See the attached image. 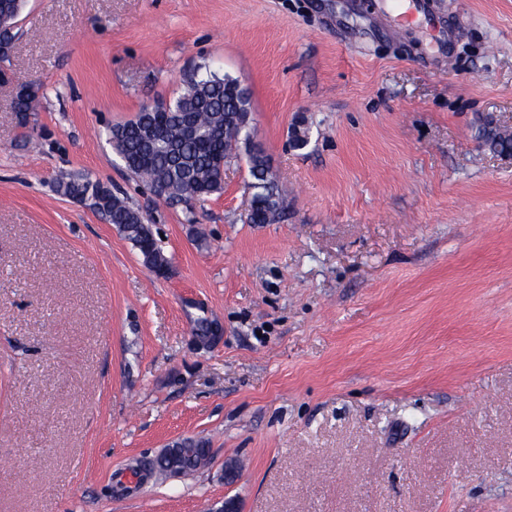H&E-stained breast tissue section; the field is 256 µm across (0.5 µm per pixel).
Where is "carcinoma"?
<instances>
[{"label":"carcinoma","instance_id":"obj_1","mask_svg":"<svg viewBox=\"0 0 512 512\" xmlns=\"http://www.w3.org/2000/svg\"><path fill=\"white\" fill-rule=\"evenodd\" d=\"M16 35L14 27L0 30L1 62L9 60ZM29 85L21 82L15 98V111L21 115L34 109ZM249 111L251 93L238 89V79L211 71L196 73L162 112L141 110L135 119L112 127L110 140L126 169L150 187L164 188L166 199L200 202L223 191L222 166L238 155L248 137L244 118ZM479 136L492 152L512 154V130L482 129ZM247 166L255 190L245 222L271 224L280 215L266 203L269 192L281 194L276 176L260 150L248 153ZM56 188L72 199L92 201L138 250L143 263L155 274L166 275L169 260L139 211L87 174L62 178Z\"/></svg>","mask_w":512,"mask_h":512}]
</instances>
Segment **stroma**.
<instances>
[{
  "instance_id": "obj_1",
  "label": "stroma",
  "mask_w": 512,
  "mask_h": 512,
  "mask_svg": "<svg viewBox=\"0 0 512 512\" xmlns=\"http://www.w3.org/2000/svg\"><path fill=\"white\" fill-rule=\"evenodd\" d=\"M431 2L440 25L398 29L383 0H26L27 122L0 84V512H512V157L479 137L512 121V0ZM208 69L251 91L274 223L244 221L245 159L189 206L109 140ZM84 172L168 276L57 192ZM183 438L204 468L113 480ZM57 191L76 200H91L93 207L113 224L138 250L143 263L158 276L166 275L169 260L158 245L143 215L130 207L124 199L112 194L88 174L62 178ZM104 188V189H103Z\"/></svg>"
}]
</instances>
